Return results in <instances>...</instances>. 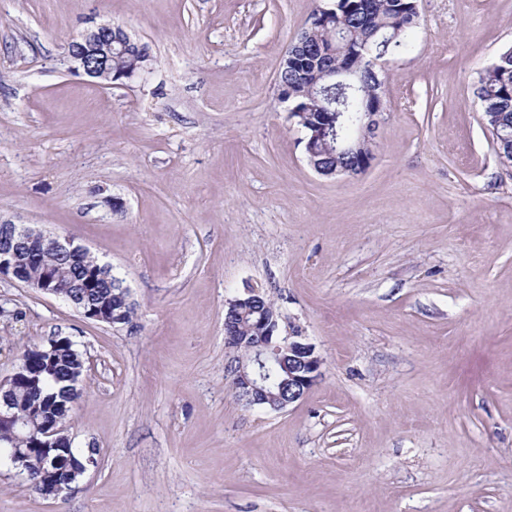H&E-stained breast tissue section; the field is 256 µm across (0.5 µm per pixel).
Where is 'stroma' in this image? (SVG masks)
<instances>
[{"instance_id":"1","label":"stroma","mask_w":512,"mask_h":512,"mask_svg":"<svg viewBox=\"0 0 512 512\" xmlns=\"http://www.w3.org/2000/svg\"><path fill=\"white\" fill-rule=\"evenodd\" d=\"M319 2L0 0V218L84 245L136 306L113 326L0 278V376L69 337L68 434L98 451L56 499L0 465V512H512V166L474 94L512 0H418L355 178L308 165L278 83ZM93 22L150 70L73 72ZM250 288L323 360L281 411L225 379Z\"/></svg>"}]
</instances>
